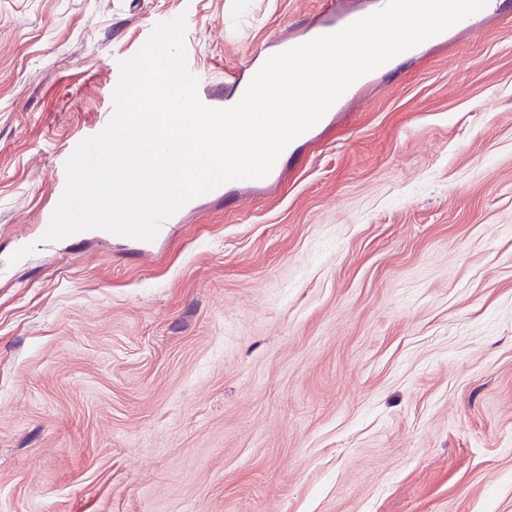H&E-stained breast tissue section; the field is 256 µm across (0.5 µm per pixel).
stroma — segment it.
<instances>
[{
	"mask_svg": "<svg viewBox=\"0 0 512 512\" xmlns=\"http://www.w3.org/2000/svg\"><path fill=\"white\" fill-rule=\"evenodd\" d=\"M324 0H0V512H512V0L201 203L13 261L158 23L210 106ZM371 73L361 77L356 82H354L347 89V91L337 100V102L326 112V114L321 118V120L317 124H315L313 127H311L310 129L299 135L297 138H295L282 152V154L278 158L277 162L275 163L273 169L271 170L268 176L262 179H242L243 190L246 193H258L277 186L280 183L281 176L285 166L283 163L284 157L292 156L295 153L296 149L302 143L309 140L316 131L334 123L338 115L337 112L335 113L336 108L346 99H348L358 88L359 83L368 79ZM233 188L234 187L225 189V188H223V184H221L218 187H216L215 189L189 201L178 212H176L173 216H171L170 218H168L167 220H165L162 223L157 237L152 242L136 240V239H133L130 237L117 235V234H113L110 232H107V233L109 235H111L112 237L121 238V239H125L126 241H128L130 243V245L132 246V252L158 254L160 252V246H161L162 242L166 239V231L170 224H177L178 221L180 220L181 216L185 212L194 210L196 208L197 202L199 200L208 198V197H212V196L222 197L224 195V197H225L232 192Z\"/></svg>",
	"mask_w": 512,
	"mask_h": 512,
	"instance_id": "obj_1",
	"label": "stroma"
}]
</instances>
